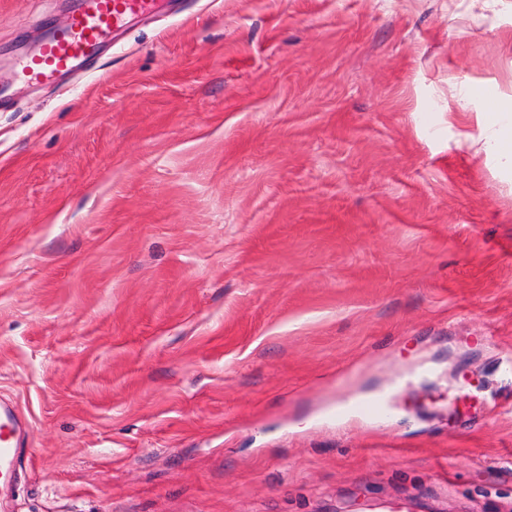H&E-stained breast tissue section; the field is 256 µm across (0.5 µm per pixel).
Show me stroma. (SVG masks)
<instances>
[{"instance_id":"stroma-1","label":"stroma","mask_w":512,"mask_h":512,"mask_svg":"<svg viewBox=\"0 0 512 512\" xmlns=\"http://www.w3.org/2000/svg\"><path fill=\"white\" fill-rule=\"evenodd\" d=\"M80 7L0 0V512H512V0H158L17 78ZM20 428L13 413L5 411L0 415V482L13 475V463L22 451Z\"/></svg>"}]
</instances>
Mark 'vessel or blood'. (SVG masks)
Listing matches in <instances>:
<instances>
[{"label": "vessel or blood", "mask_w": 512, "mask_h": 512, "mask_svg": "<svg viewBox=\"0 0 512 512\" xmlns=\"http://www.w3.org/2000/svg\"><path fill=\"white\" fill-rule=\"evenodd\" d=\"M155 0H92L89 9L72 14L66 25L47 38L40 53L25 59L20 76L33 82L54 79L95 53L128 19L151 15ZM20 428L13 413L0 415V481L11 479L22 451Z\"/></svg>", "instance_id": "1"}]
</instances>
